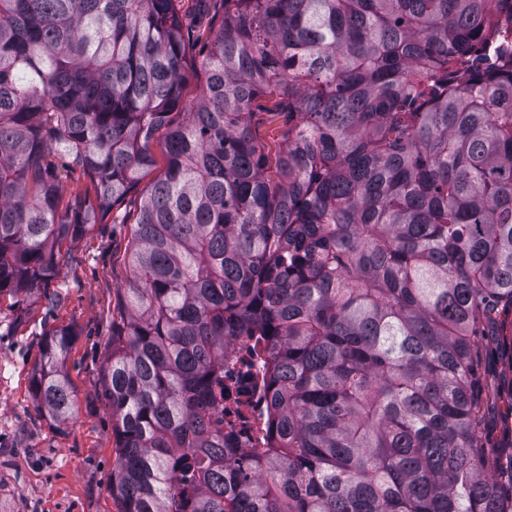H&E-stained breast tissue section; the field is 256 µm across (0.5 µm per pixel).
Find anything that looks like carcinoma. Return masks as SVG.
Wrapping results in <instances>:
<instances>
[{"mask_svg":"<svg viewBox=\"0 0 512 512\" xmlns=\"http://www.w3.org/2000/svg\"><path fill=\"white\" fill-rule=\"evenodd\" d=\"M490 2L224 0L190 42L181 0H0V294L47 286L166 130L103 367L123 512H512V438L487 424L512 389L475 379L474 337L512 345V66L477 58ZM258 111L282 120L273 154ZM74 168L93 192L65 202ZM243 334L268 365L252 458L213 394ZM71 336L45 334L31 369L57 421Z\"/></svg>","mask_w":512,"mask_h":512,"instance_id":"1","label":"carcinoma"}]
</instances>
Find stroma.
<instances>
[{
	"label": "stroma",
	"mask_w": 512,
	"mask_h": 512,
	"mask_svg": "<svg viewBox=\"0 0 512 512\" xmlns=\"http://www.w3.org/2000/svg\"><path fill=\"white\" fill-rule=\"evenodd\" d=\"M138 211L129 195L121 223L104 219L65 242L57 276L23 304L0 295V512L122 510L112 495L116 445L103 364ZM62 327L74 333L64 370L76 405L58 424L36 410L30 374L45 333Z\"/></svg>",
	"instance_id": "1"
}]
</instances>
